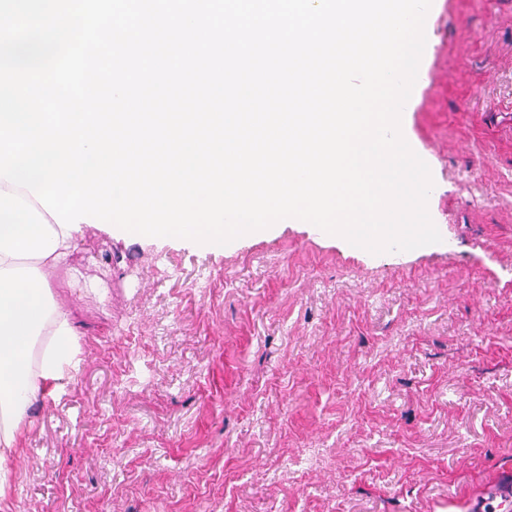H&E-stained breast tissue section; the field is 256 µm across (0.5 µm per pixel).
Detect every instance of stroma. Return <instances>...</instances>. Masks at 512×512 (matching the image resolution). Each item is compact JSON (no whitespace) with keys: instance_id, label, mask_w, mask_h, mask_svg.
I'll return each instance as SVG.
<instances>
[{"instance_id":"stroma-1","label":"stroma","mask_w":512,"mask_h":512,"mask_svg":"<svg viewBox=\"0 0 512 512\" xmlns=\"http://www.w3.org/2000/svg\"><path fill=\"white\" fill-rule=\"evenodd\" d=\"M424 31L401 131L441 244L84 226L51 282L82 363L0 512H471L512 470V0H432Z\"/></svg>"}]
</instances>
